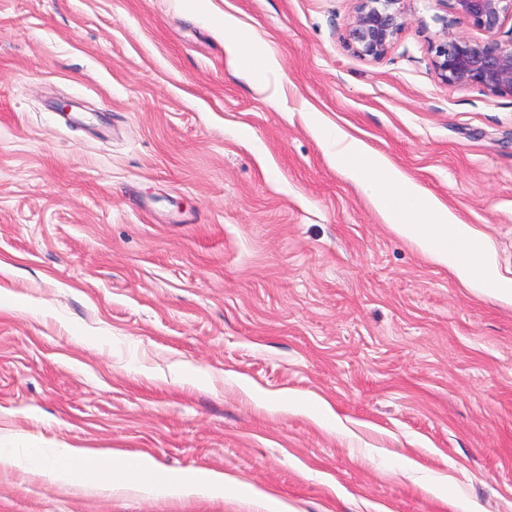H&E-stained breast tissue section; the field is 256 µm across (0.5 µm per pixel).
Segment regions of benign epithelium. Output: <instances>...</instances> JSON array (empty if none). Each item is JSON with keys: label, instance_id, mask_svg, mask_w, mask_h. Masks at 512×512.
Returning <instances> with one entry per match:
<instances>
[{"label": "benign epithelium", "instance_id": "benign-epithelium-1", "mask_svg": "<svg viewBox=\"0 0 512 512\" xmlns=\"http://www.w3.org/2000/svg\"><path fill=\"white\" fill-rule=\"evenodd\" d=\"M412 0H357L344 41L352 53L378 61L388 55L405 28ZM455 19L483 34L444 32L431 47L432 66L447 86L480 87L512 96V0H448ZM510 33L509 39L502 34Z\"/></svg>", "mask_w": 512, "mask_h": 512}]
</instances>
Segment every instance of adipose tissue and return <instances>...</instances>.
<instances>
[{"label": "adipose tissue", "mask_w": 512, "mask_h": 512, "mask_svg": "<svg viewBox=\"0 0 512 512\" xmlns=\"http://www.w3.org/2000/svg\"><path fill=\"white\" fill-rule=\"evenodd\" d=\"M224 33V48L234 70L264 85L268 74L279 71L277 56L246 37L238 20L228 14L214 17ZM336 160L349 163L348 173L374 203L379 214L399 236L413 243L433 262L445 266L464 286L512 302V279L497 268L489 240L471 225L461 223L437 199L404 175L387 159L367 155L365 145L348 133L330 136ZM37 476L57 483H80L102 492L136 490L214 495L223 493L227 480L215 472L192 473L179 482L146 456L86 452L62 448L38 464Z\"/></svg>", "instance_id": "adipose-tissue-1"}]
</instances>
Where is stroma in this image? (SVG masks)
<instances>
[{
  "mask_svg": "<svg viewBox=\"0 0 512 512\" xmlns=\"http://www.w3.org/2000/svg\"><path fill=\"white\" fill-rule=\"evenodd\" d=\"M355 7L0 0V512H512V304L394 234L310 123L512 278V98L437 79L445 0H414L378 61L344 42ZM211 12L277 54L267 88ZM51 448L241 489L57 485L28 468ZM330 139L332 145L336 146V150L333 153L336 160L346 162L358 160L367 155L365 145L360 140L344 131H333Z\"/></svg>",
  "mask_w": 512,
  "mask_h": 512,
  "instance_id": "stroma-1",
  "label": "stroma"
}]
</instances>
